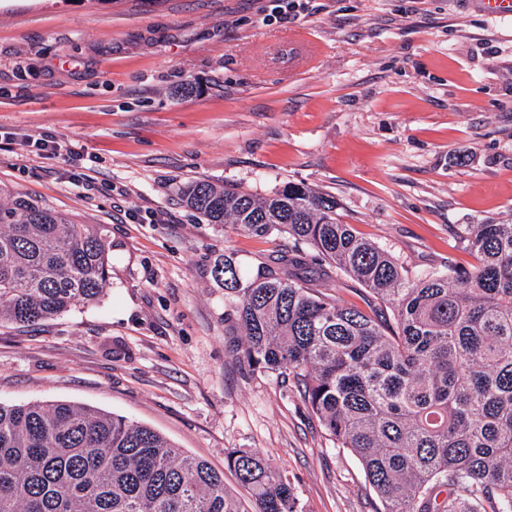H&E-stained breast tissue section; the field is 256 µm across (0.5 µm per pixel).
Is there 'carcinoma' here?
Listing matches in <instances>:
<instances>
[{"instance_id":"1","label":"carcinoma","mask_w":512,"mask_h":512,"mask_svg":"<svg viewBox=\"0 0 512 512\" xmlns=\"http://www.w3.org/2000/svg\"><path fill=\"white\" fill-rule=\"evenodd\" d=\"M183 201L209 224L292 244L244 278L229 260L214 280L234 292L229 351L249 371L294 374L338 448L350 450L378 512H512V220L463 224L466 267L412 277L356 234L336 198L302 183L258 197L205 181ZM109 242L19 192L0 194V324L35 326L108 285ZM314 264L369 290L370 312L314 289ZM224 472L165 436L85 406L0 403V512H298L292 487L256 452Z\"/></svg>"}]
</instances>
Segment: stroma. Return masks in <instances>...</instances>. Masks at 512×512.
<instances>
[{"label":"stroma","mask_w":512,"mask_h":512,"mask_svg":"<svg viewBox=\"0 0 512 512\" xmlns=\"http://www.w3.org/2000/svg\"><path fill=\"white\" fill-rule=\"evenodd\" d=\"M0 0V187L104 228L110 286L0 325V403L71 402L223 470L249 448L299 512H378L289 374L227 352L232 295L286 236L207 223L191 181L305 183L412 273L469 265L459 224L512 218V17L477 0ZM49 140L40 150L36 141Z\"/></svg>","instance_id":"obj_1"}]
</instances>
